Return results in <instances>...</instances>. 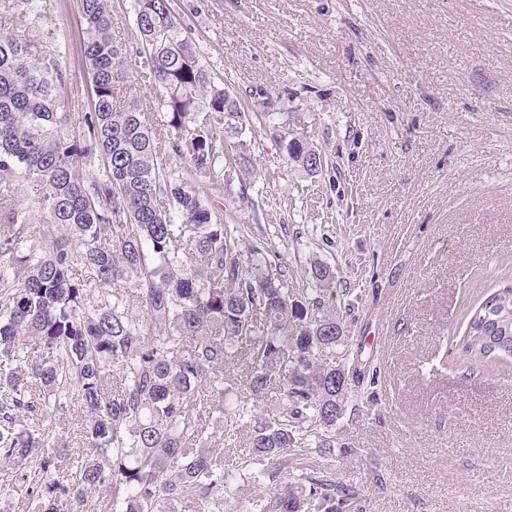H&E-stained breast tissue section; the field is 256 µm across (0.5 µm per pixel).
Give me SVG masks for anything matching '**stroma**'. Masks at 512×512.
Returning <instances> with one entry per match:
<instances>
[{"mask_svg": "<svg viewBox=\"0 0 512 512\" xmlns=\"http://www.w3.org/2000/svg\"><path fill=\"white\" fill-rule=\"evenodd\" d=\"M202 63L253 118L254 173L215 205L244 256L336 273L347 345L377 368L333 430L365 512H512V362L458 338L512 286V0H176ZM39 34L88 109L79 0H41ZM295 115L311 175L273 133Z\"/></svg>", "mask_w": 512, "mask_h": 512, "instance_id": "35a3bbf8", "label": "stroma"}]
</instances>
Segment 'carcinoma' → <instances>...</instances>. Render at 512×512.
I'll list each match as a JSON object with an SVG mask.
<instances>
[{
	"label": "carcinoma",
	"mask_w": 512,
	"mask_h": 512,
	"mask_svg": "<svg viewBox=\"0 0 512 512\" xmlns=\"http://www.w3.org/2000/svg\"><path fill=\"white\" fill-rule=\"evenodd\" d=\"M39 2L0 4V457L19 490L35 512L63 500L83 512L92 490L106 512H224L240 479L273 489L245 512H363L352 486L288 470L294 451L336 460V439L307 429L335 427L377 370L360 350L336 361L330 266L314 263L295 292L244 258L213 209L251 175L239 100L202 64L175 0H135L133 55L108 0H80L93 99L77 115L59 96L67 67L38 37ZM22 16L28 31H10ZM132 77L158 93L167 132L136 99L117 103ZM276 136L290 163L322 170L302 162L318 151L307 139ZM463 340L474 363L512 359V287L474 310ZM73 405L91 449L77 460L42 428ZM243 434L250 473L224 460Z\"/></svg>",
	"instance_id": "obj_1"
}]
</instances>
